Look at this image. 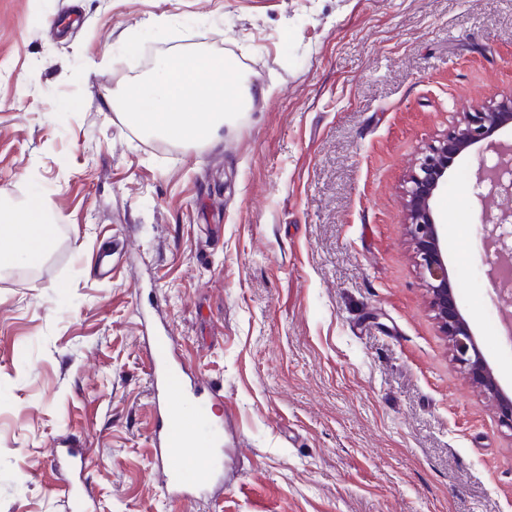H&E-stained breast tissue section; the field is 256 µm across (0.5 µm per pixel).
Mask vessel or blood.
<instances>
[{"mask_svg":"<svg viewBox=\"0 0 512 512\" xmlns=\"http://www.w3.org/2000/svg\"><path fill=\"white\" fill-rule=\"evenodd\" d=\"M156 410L153 446L158 459L167 462L165 490L170 499L187 500L203 493L209 481L218 473L214 458L201 457L186 447V430L173 411L175 402L192 403L201 420H208L216 391L196 377L186 376L183 364L175 353L169 334L158 332L151 338V347L145 355ZM51 457L56 467L68 472L57 490L64 499L72 501L78 512H92V504L83 502L77 485L87 463L86 451L80 447L55 448Z\"/></svg>","mask_w":512,"mask_h":512,"instance_id":"b4317fda","label":"vessel or blood"}]
</instances>
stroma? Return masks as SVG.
<instances>
[{
    "label": "stroma",
    "instance_id": "obj_1",
    "mask_svg": "<svg viewBox=\"0 0 512 512\" xmlns=\"http://www.w3.org/2000/svg\"><path fill=\"white\" fill-rule=\"evenodd\" d=\"M174 51L273 92L213 144L146 135L112 92ZM510 90L512 0H0V191L47 199L56 230L0 271V512H69L50 451L71 444L97 512H512V432L451 355L402 197L428 143ZM476 170L434 210L512 393ZM151 327L224 396L202 501L166 498L154 459Z\"/></svg>",
    "mask_w": 512,
    "mask_h": 512
}]
</instances>
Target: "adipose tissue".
<instances>
[{"mask_svg":"<svg viewBox=\"0 0 512 512\" xmlns=\"http://www.w3.org/2000/svg\"><path fill=\"white\" fill-rule=\"evenodd\" d=\"M254 96L249 77L224 57L170 55L149 82L118 88L114 109L130 125L174 144H208L224 123L236 120ZM20 234L0 239V269L43 259L53 245L51 206L42 198L0 208V226Z\"/></svg>","mask_w":512,"mask_h":512,"instance_id":"1","label":"adipose tissue"}]
</instances>
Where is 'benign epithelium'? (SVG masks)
I'll return each mask as SVG.
<instances>
[{"label": "benign epithelium", "mask_w": 512, "mask_h": 512, "mask_svg": "<svg viewBox=\"0 0 512 512\" xmlns=\"http://www.w3.org/2000/svg\"><path fill=\"white\" fill-rule=\"evenodd\" d=\"M511 123L512 90L493 95L460 113L456 124L424 149L404 180L405 226L435 318L448 336L453 358L471 384L495 400L500 425L510 431L512 398L500 387L458 307L448 279L443 229L436 221L433 202L448 189V169L455 160L477 144L486 146L494 157L479 156L472 194L481 205L480 220L487 242L496 246L501 265L512 261V210L493 214L487 208L490 198L512 194V148L500 150L494 139L501 127Z\"/></svg>", "instance_id": "obj_1"}]
</instances>
